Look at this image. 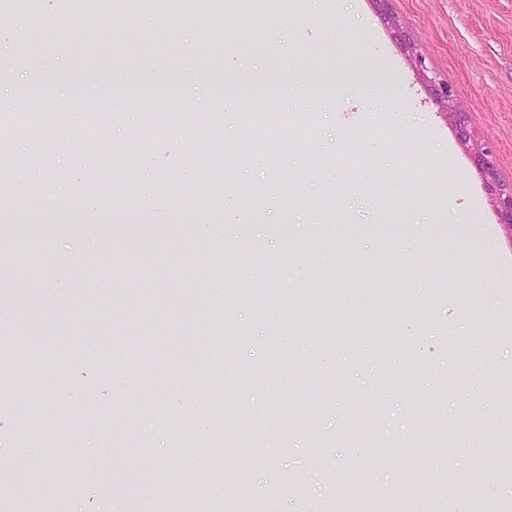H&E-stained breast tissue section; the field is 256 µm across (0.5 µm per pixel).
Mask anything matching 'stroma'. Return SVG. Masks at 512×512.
<instances>
[{
  "mask_svg": "<svg viewBox=\"0 0 512 512\" xmlns=\"http://www.w3.org/2000/svg\"><path fill=\"white\" fill-rule=\"evenodd\" d=\"M86 24L56 25L26 0L7 15L9 87L0 104L42 103L40 138L0 140L18 165L0 173V344L24 343L25 367L0 376V512H196V486L223 512L257 500L263 512H326L330 501L387 499L394 512L453 502L466 512L512 505L499 461L512 456V236L499 223L485 178L434 95L449 87L466 127L512 188V0H344L313 17L289 0L234 8L197 0L193 11L126 12L105 0ZM322 104L299 111L296 80ZM263 104L273 147L254 145L244 122L190 142L186 125L225 109L224 89ZM83 97L102 136L59 128L57 107ZM190 104L176 115L166 103ZM150 123L143 164L128 168L131 125ZM206 155L210 181L184 183L179 167ZM91 212L60 220L77 176ZM56 185V204L41 189ZM478 201L473 224L439 222L422 204L449 193ZM189 198V235L168 222ZM40 253L32 267L14 241ZM290 268L297 290L256 311L244 282ZM331 290H324V283ZM480 309L476 326L459 318ZM392 346L382 366L375 333ZM233 345L224 396L209 371L217 341ZM483 367H472L469 349ZM329 354L335 381L308 358ZM65 373H58V366ZM249 373V401L238 378ZM93 393L112 421L110 443L80 401ZM156 430L140 437V412ZM303 417L298 429L277 410ZM373 441L352 447V411ZM69 429L56 430L58 415ZM486 429L473 446L440 447L452 430ZM248 430L215 453L199 422ZM59 443L45 452L46 434ZM108 453H101V446ZM99 454L103 479L85 487L81 461ZM330 458L312 480L310 459ZM52 475L50 497L22 495L24 476ZM299 481L300 499L288 496Z\"/></svg>",
  "mask_w": 512,
  "mask_h": 512,
  "instance_id": "35a3bbf8",
  "label": "stroma"
}]
</instances>
